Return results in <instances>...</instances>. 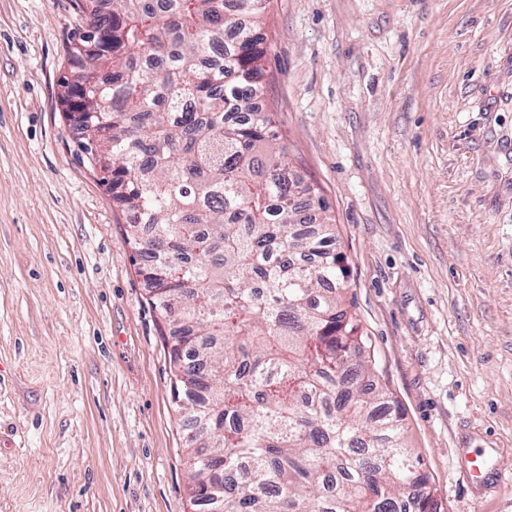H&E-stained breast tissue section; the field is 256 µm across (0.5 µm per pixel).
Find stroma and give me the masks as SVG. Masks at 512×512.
<instances>
[{"label": "stroma", "mask_w": 512, "mask_h": 512, "mask_svg": "<svg viewBox=\"0 0 512 512\" xmlns=\"http://www.w3.org/2000/svg\"><path fill=\"white\" fill-rule=\"evenodd\" d=\"M78 0H0V512H204L168 351L62 118ZM265 101L336 226L382 384L446 512L512 470V0H270ZM457 466L463 480L471 484H479L484 489L493 482H497L501 472L495 466L493 450H483L480 454L472 456L469 452H459ZM504 478V475L501 476Z\"/></svg>", "instance_id": "1"}]
</instances>
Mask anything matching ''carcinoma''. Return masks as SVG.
<instances>
[{
  "label": "carcinoma",
  "mask_w": 512,
  "mask_h": 512,
  "mask_svg": "<svg viewBox=\"0 0 512 512\" xmlns=\"http://www.w3.org/2000/svg\"><path fill=\"white\" fill-rule=\"evenodd\" d=\"M86 2L112 59L69 40L64 118L91 168L112 162L159 334L183 346L172 400L205 431L185 449L191 503L444 512L344 300L335 225L264 108L268 0Z\"/></svg>",
  "instance_id": "1"
}]
</instances>
